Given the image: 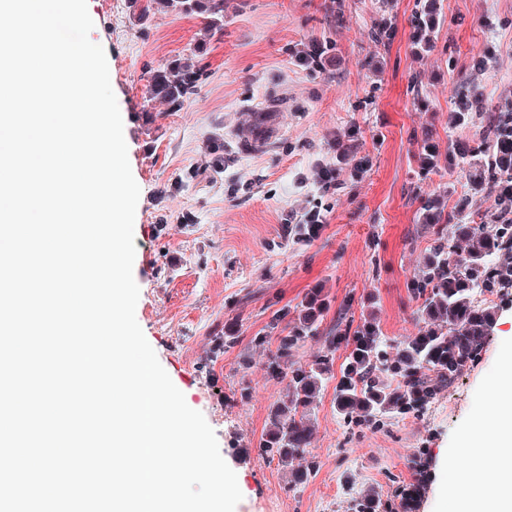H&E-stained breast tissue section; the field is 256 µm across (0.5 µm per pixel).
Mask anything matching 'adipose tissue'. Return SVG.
I'll list each match as a JSON object with an SVG mask.
<instances>
[{"label": "adipose tissue", "instance_id": "1", "mask_svg": "<svg viewBox=\"0 0 512 512\" xmlns=\"http://www.w3.org/2000/svg\"><path fill=\"white\" fill-rule=\"evenodd\" d=\"M495 410L477 415L459 440L464 466L444 471L449 512H512V349L493 384Z\"/></svg>", "mask_w": 512, "mask_h": 512}]
</instances>
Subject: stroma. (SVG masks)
Instances as JSON below:
<instances>
[{
    "label": "stroma",
    "mask_w": 512,
    "mask_h": 512,
    "mask_svg": "<svg viewBox=\"0 0 512 512\" xmlns=\"http://www.w3.org/2000/svg\"><path fill=\"white\" fill-rule=\"evenodd\" d=\"M224 0V32L208 39L197 92L177 112L148 99L145 72L189 54L204 36L200 18L153 10L139 21L129 0H88L92 40L106 53L126 143L140 187L136 209V319L187 404L214 430L236 472L241 512H351L372 494L382 502L424 468L415 512H440L439 473L463 428L488 402L486 386L512 345V288L492 303L495 325L483 349L419 415L391 419L353 434L336 412L327 383L312 416V478L292 486L286 470L258 452L271 404L284 387L264 369V331L274 304L296 305L312 288L331 305L329 332L343 304L360 318L374 314L391 345L422 326L407 283L422 266L431 235L419 222L429 197L445 205L467 192L464 178L422 172L413 154L423 131L440 150L482 136L480 125L453 124L454 101L472 75L471 58L493 47L480 75L484 97L512 95V0H439L436 46L416 57L410 19L417 0ZM391 20L389 44L372 40L379 17ZM501 18L486 28L484 17ZM332 40L336 55L314 72L295 53ZM273 107L281 132L266 149L242 150L244 107ZM354 132L337 158L336 135ZM369 170L354 179L360 159ZM338 170L324 189L320 175ZM322 226L310 241L288 234L310 211ZM239 341L224 348L226 321Z\"/></svg>",
    "instance_id": "1"
}]
</instances>
